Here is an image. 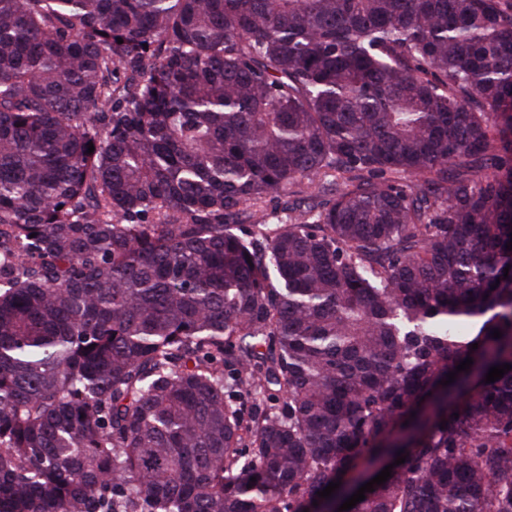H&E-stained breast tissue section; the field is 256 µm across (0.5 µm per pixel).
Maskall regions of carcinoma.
I'll list each match as a JSON object with an SVG mask.
<instances>
[{
	"mask_svg": "<svg viewBox=\"0 0 512 512\" xmlns=\"http://www.w3.org/2000/svg\"><path fill=\"white\" fill-rule=\"evenodd\" d=\"M510 241L512 0H0V512H512Z\"/></svg>",
	"mask_w": 512,
	"mask_h": 512,
	"instance_id": "carcinoma-1",
	"label": "carcinoma"
}]
</instances>
